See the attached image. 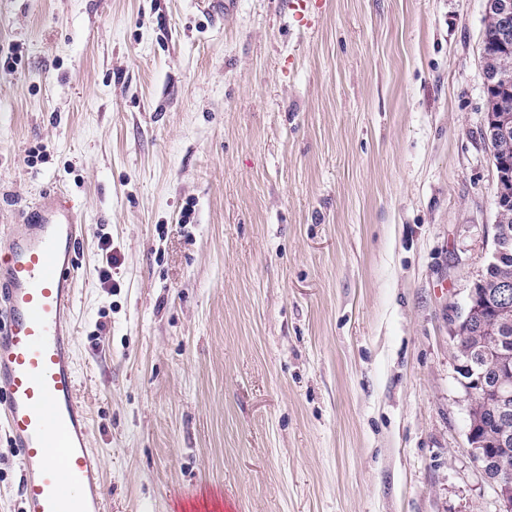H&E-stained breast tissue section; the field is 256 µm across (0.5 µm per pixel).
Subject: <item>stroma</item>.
Returning a JSON list of instances; mask_svg holds the SVG:
<instances>
[{
	"label": "stroma",
	"mask_w": 512,
	"mask_h": 512,
	"mask_svg": "<svg viewBox=\"0 0 512 512\" xmlns=\"http://www.w3.org/2000/svg\"><path fill=\"white\" fill-rule=\"evenodd\" d=\"M484 9L0 0V228L47 190L85 226L107 512H497L450 332L493 249ZM19 483L0 437V512ZM321 0H289L288 10L296 17L301 18L303 25L311 27L319 16L322 6Z\"/></svg>",
	"instance_id": "1"
}]
</instances>
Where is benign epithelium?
<instances>
[{
	"label": "benign epithelium",
	"mask_w": 512,
	"mask_h": 512,
	"mask_svg": "<svg viewBox=\"0 0 512 512\" xmlns=\"http://www.w3.org/2000/svg\"><path fill=\"white\" fill-rule=\"evenodd\" d=\"M484 26L498 33L494 46L496 62L481 67V80L486 91L494 95L495 103L487 105L483 136L490 150L497 178L494 188L496 221L512 212V110L503 107V94L512 87V0H485ZM512 314V300L504 292L495 300H483L479 288L470 289L463 314L454 320L452 340L456 358L467 355L466 347L480 348L477 360L458 364V370L469 378L465 392L468 402V452L481 469L488 483L493 485L500 512H512V459L494 450L505 447V439L494 442L480 435L476 423L489 409L506 411L512 398V361L498 347V324ZM494 364L504 375L502 383L494 388L483 384L485 367Z\"/></svg>",
	"instance_id": "1"
}]
</instances>
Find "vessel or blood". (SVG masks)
<instances>
[{"instance_id": "obj_1", "label": "vessel or blood", "mask_w": 512, "mask_h": 512, "mask_svg": "<svg viewBox=\"0 0 512 512\" xmlns=\"http://www.w3.org/2000/svg\"><path fill=\"white\" fill-rule=\"evenodd\" d=\"M320 0H289L312 26ZM81 226L45 194L0 230V427L20 455L23 512H105L90 418L77 396L74 296Z\"/></svg>"}]
</instances>
